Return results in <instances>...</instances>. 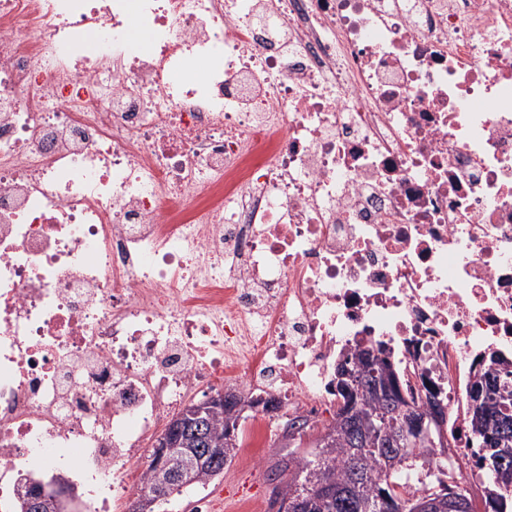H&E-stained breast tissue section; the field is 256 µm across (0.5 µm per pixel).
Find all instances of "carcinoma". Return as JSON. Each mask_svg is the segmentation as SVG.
<instances>
[{
  "label": "carcinoma",
  "mask_w": 512,
  "mask_h": 512,
  "mask_svg": "<svg viewBox=\"0 0 512 512\" xmlns=\"http://www.w3.org/2000/svg\"><path fill=\"white\" fill-rule=\"evenodd\" d=\"M378 345L383 347L382 357H370L357 345L339 361L355 371L357 387L363 394L361 403H356L343 390H336L341 398L336 426L317 439L313 452L300 454L293 450L288 453V459L272 468L284 474L283 486L274 487L270 499V508L276 512H412L424 499L468 497L460 469L436 458L435 449L423 454L411 448L407 456L396 460L391 456L393 449L385 447L378 438L360 443L359 437L368 430L374 415L386 416V429L396 434L403 431L407 419L406 413L397 410V403L404 399L391 348L382 341ZM511 386V372L485 370L471 384L468 399L475 401L474 393L480 388L490 394L499 387ZM484 406L498 413L497 404L485 398L471 410L470 476L488 485L491 512H512V456L486 467L480 465L487 436L512 437V412L489 420L480 414ZM206 431L205 440L192 427L179 429L176 436L182 448L222 449V457L213 467L198 474L190 484H174L161 490V477L149 461L145 491L159 490L167 502L174 495L180 496L223 476L237 453L239 437H229L225 412L221 410L209 416ZM409 479L423 485L419 494L408 496L400 491Z\"/></svg>",
  "instance_id": "1"
}]
</instances>
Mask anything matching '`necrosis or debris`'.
<instances>
[{
  "instance_id": "4bbe7bcc",
  "label": "necrosis or debris",
  "mask_w": 512,
  "mask_h": 512,
  "mask_svg": "<svg viewBox=\"0 0 512 512\" xmlns=\"http://www.w3.org/2000/svg\"><path fill=\"white\" fill-rule=\"evenodd\" d=\"M359 341L467 455L512 363V0H0V512L22 466L113 512L204 391L333 426Z\"/></svg>"
}]
</instances>
